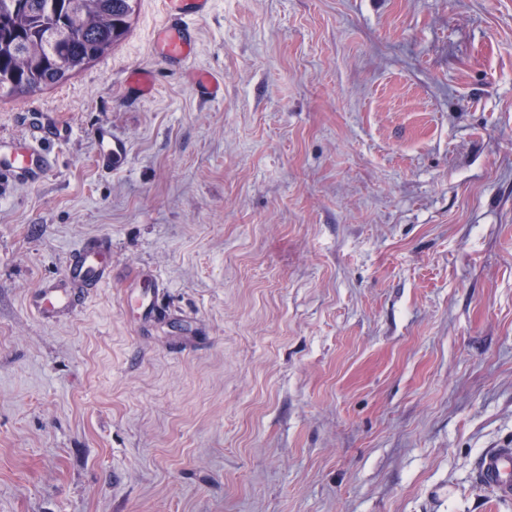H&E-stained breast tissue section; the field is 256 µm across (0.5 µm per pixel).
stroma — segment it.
Here are the masks:
<instances>
[{
	"label": "stroma",
	"mask_w": 512,
	"mask_h": 512,
	"mask_svg": "<svg viewBox=\"0 0 512 512\" xmlns=\"http://www.w3.org/2000/svg\"><path fill=\"white\" fill-rule=\"evenodd\" d=\"M165 22L0 96L56 158L0 185V512H512V0H211L183 66ZM96 138L100 148L97 162L102 168H111L112 159L122 154V143L112 138V128L107 125L97 129ZM111 274L105 247L102 244L83 246L69 254L61 279L30 296L29 306L43 316H53L71 302L68 284L83 283L96 288L106 283ZM479 474L499 500H511L512 448H494L482 455Z\"/></svg>",
	"instance_id": "obj_1"
}]
</instances>
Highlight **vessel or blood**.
I'll use <instances>...</instances> for the list:
<instances>
[{
	"instance_id": "vessel-or-blood-1",
	"label": "vessel or blood",
	"mask_w": 512,
	"mask_h": 512,
	"mask_svg": "<svg viewBox=\"0 0 512 512\" xmlns=\"http://www.w3.org/2000/svg\"><path fill=\"white\" fill-rule=\"evenodd\" d=\"M209 0H164L167 21L159 32L157 47L160 55L172 63L184 64L193 53V34L186 21L188 15L203 12ZM99 143L97 162L108 168L113 158L121 155L123 146L112 136L110 126L96 131ZM51 153H33L15 143L0 140V177L6 179H34L53 168ZM111 277L103 245H86L72 251L65 264L61 279L34 292L29 305L44 316L55 315L71 302L69 284L83 283L98 287ZM479 474L482 481L502 501L512 499V448H494L481 456Z\"/></svg>"
}]
</instances>
